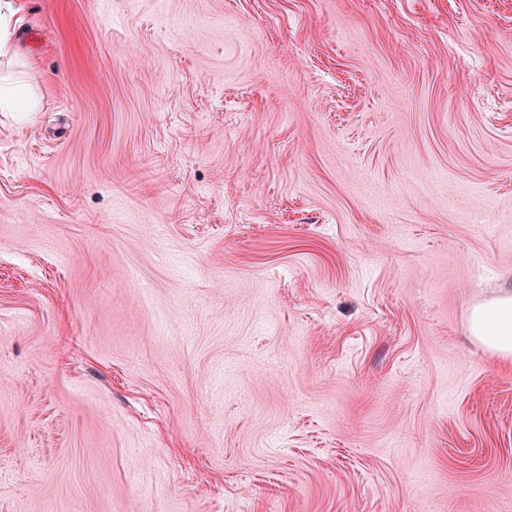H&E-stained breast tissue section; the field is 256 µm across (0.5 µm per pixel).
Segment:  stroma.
Listing matches in <instances>:
<instances>
[{"label": "stroma", "mask_w": 512, "mask_h": 512, "mask_svg": "<svg viewBox=\"0 0 512 512\" xmlns=\"http://www.w3.org/2000/svg\"><path fill=\"white\" fill-rule=\"evenodd\" d=\"M0 512H512V0H15ZM467 330L497 360L512 363V289L501 288L497 296L473 305Z\"/></svg>", "instance_id": "35a3bbf8"}]
</instances>
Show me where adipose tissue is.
I'll return each instance as SVG.
<instances>
[{
  "label": "adipose tissue",
  "instance_id": "adipose-tissue-1",
  "mask_svg": "<svg viewBox=\"0 0 512 512\" xmlns=\"http://www.w3.org/2000/svg\"><path fill=\"white\" fill-rule=\"evenodd\" d=\"M467 330L497 360L512 363V289H501L497 296L473 305Z\"/></svg>",
  "mask_w": 512,
  "mask_h": 512
}]
</instances>
